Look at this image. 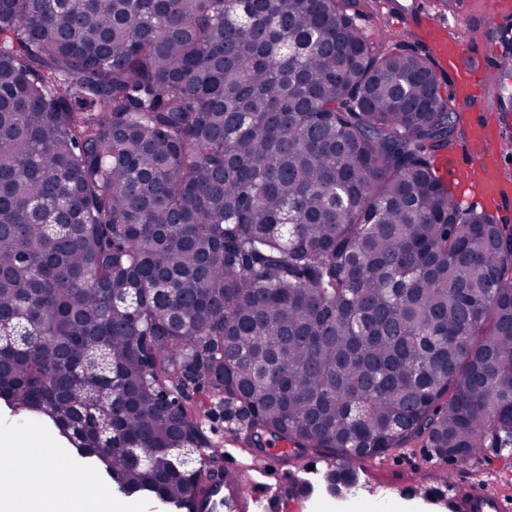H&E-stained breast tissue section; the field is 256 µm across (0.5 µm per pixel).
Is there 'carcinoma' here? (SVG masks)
I'll return each mask as SVG.
<instances>
[{
    "mask_svg": "<svg viewBox=\"0 0 512 512\" xmlns=\"http://www.w3.org/2000/svg\"><path fill=\"white\" fill-rule=\"evenodd\" d=\"M365 0H0V399L182 510L209 447L512 461V225L464 208L429 54ZM184 404L195 411L197 418L203 425L205 435L210 448H227L233 450L235 456L244 460L248 455L242 451L239 442L235 439L233 429L236 419L228 414L221 402L204 400L202 392L197 393L192 389L187 391Z\"/></svg>",
    "mask_w": 512,
    "mask_h": 512,
    "instance_id": "obj_1",
    "label": "carcinoma"
}]
</instances>
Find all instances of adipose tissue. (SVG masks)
<instances>
[{"label": "adipose tissue", "mask_w": 512, "mask_h": 512, "mask_svg": "<svg viewBox=\"0 0 512 512\" xmlns=\"http://www.w3.org/2000/svg\"><path fill=\"white\" fill-rule=\"evenodd\" d=\"M0 512H113L82 472H61L48 442L23 429L0 434Z\"/></svg>", "instance_id": "ef3b65f1"}]
</instances>
